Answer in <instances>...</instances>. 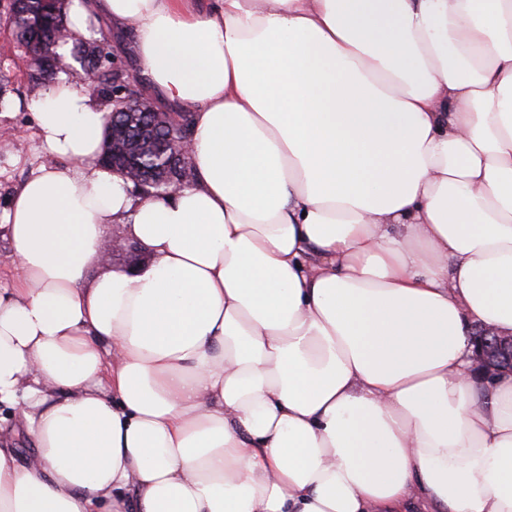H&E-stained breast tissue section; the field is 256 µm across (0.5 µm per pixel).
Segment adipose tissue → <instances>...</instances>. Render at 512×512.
Masks as SVG:
<instances>
[{"instance_id": "obj_1", "label": "adipose tissue", "mask_w": 512, "mask_h": 512, "mask_svg": "<svg viewBox=\"0 0 512 512\" xmlns=\"http://www.w3.org/2000/svg\"><path fill=\"white\" fill-rule=\"evenodd\" d=\"M190 113L144 199L58 79L0 218V512H512V0H72ZM148 263L104 262L113 225ZM469 359L471 374L484 383H493L501 375L512 376V335H500L485 326H476Z\"/></svg>"}]
</instances>
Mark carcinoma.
I'll return each instance as SVG.
<instances>
[{
    "label": "carcinoma",
    "mask_w": 512,
    "mask_h": 512,
    "mask_svg": "<svg viewBox=\"0 0 512 512\" xmlns=\"http://www.w3.org/2000/svg\"><path fill=\"white\" fill-rule=\"evenodd\" d=\"M64 2L66 0H10L5 6V23L24 49L31 93L57 80L61 72L58 49L67 43L61 38L66 33ZM105 47L101 40L84 43L73 51L83 69L95 73L96 91L110 103L108 121L121 129L120 145L107 147L102 162L109 167H121L134 160L153 174L154 184L145 187V195L165 197L174 186L171 175L187 166L186 157L175 152L172 143L186 137L188 127L180 123L163 124L160 108L141 94L139 81L129 78L111 58H102ZM134 100L140 101V108L130 112L129 103Z\"/></svg>",
    "instance_id": "1"
}]
</instances>
